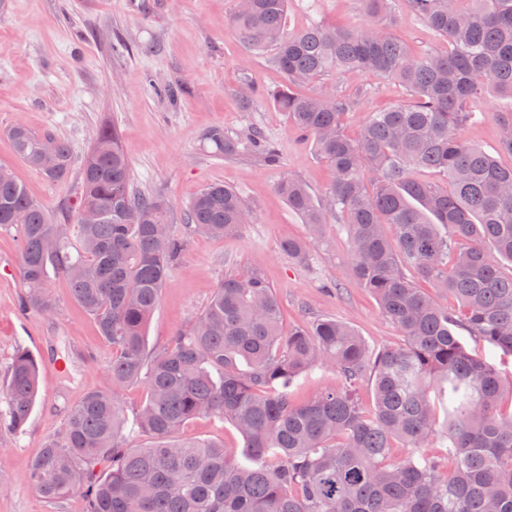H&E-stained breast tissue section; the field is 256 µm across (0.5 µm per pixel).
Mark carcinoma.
<instances>
[{"instance_id": "1", "label": "carcinoma", "mask_w": 512, "mask_h": 512, "mask_svg": "<svg viewBox=\"0 0 512 512\" xmlns=\"http://www.w3.org/2000/svg\"><path fill=\"white\" fill-rule=\"evenodd\" d=\"M364 2L369 21L351 29L290 32L288 0H237L231 21L250 50L272 52L287 84L270 100L333 170L321 200L287 175L278 193L310 228H347L352 274L403 343L374 351L332 318L284 336L280 301L251 270L224 276L206 308L150 355L146 325L187 239L164 199L134 193L117 130H99L83 158L74 224L54 223L0 165V228L19 233L24 307L53 313L48 282L62 276L112 349L111 385L71 406L62 431L30 462L28 482L43 499L79 494L86 512H512V411L500 408L512 382L460 339L465 332L512 357V271L502 268L512 264V167L465 136L481 122L474 103L489 90L512 97V0H472L466 10L457 0H407L448 41V53L423 56L385 32L388 0ZM341 72L393 79L410 98L370 113L352 139L342 119L356 99L294 90ZM500 124L498 151L512 155V113ZM8 135L16 156L50 182L69 175L67 142L21 122ZM206 140L219 156L254 153L283 167L257 130L242 140L217 127ZM367 169L376 176L370 188ZM421 170L446 183L416 178ZM250 219L239 192L222 184L188 207L190 226L216 237L238 234ZM280 248L305 263L312 242L289 238ZM419 280L456 298L464 317ZM317 367L334 370L336 385L295 403L289 388ZM365 378L370 416L357 393ZM39 385L35 357L17 349L0 383V436L22 433ZM130 385L145 393L131 424L119 395ZM200 415L239 431L243 460L220 442L180 437ZM128 428L147 442L129 444ZM436 435L449 476L423 452ZM396 440L408 448L401 459L392 456Z\"/></svg>"}]
</instances>
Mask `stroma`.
<instances>
[{
  "label": "stroma",
  "mask_w": 512,
  "mask_h": 512,
  "mask_svg": "<svg viewBox=\"0 0 512 512\" xmlns=\"http://www.w3.org/2000/svg\"><path fill=\"white\" fill-rule=\"evenodd\" d=\"M234 0H8L0 10V164L10 166L29 194L58 223H68L67 207L81 192L79 168L59 184L49 183L22 163L6 135L16 122L69 143L82 160L96 133L115 127L131 162L135 190L165 198L173 225L184 231V213L207 186L236 189L253 221L231 240L193 234L147 329L149 350L169 345L175 332L208 304L225 274L260 270L279 297L283 328L332 317L351 325L371 349L400 343L397 328L380 312L374 297L351 274L349 241L341 225H326L312 258L299 264L281 251L287 238H304L307 225L293 214L275 184L281 173L323 195L332 170L312 144L302 142L287 114L269 99L286 78L269 54L249 52L230 23ZM368 19L362 0H290L288 28L312 23L354 27ZM388 31L417 55L447 53L439 38L404 0H392ZM178 89L175 98L157 94L152 82ZM320 86L360 101L344 119L358 137L369 113L407 99L395 81L357 73H331ZM256 95L239 98L242 86ZM483 121L468 129L469 141L512 166L498 152L499 117L512 111V97L488 93L479 104ZM216 127L230 136L261 129L278 147L284 165L274 169L252 154L215 156L206 133ZM20 242L16 229L0 228V377L18 348L40 363L41 387L22 434L0 444V512H84L80 496L47 503L27 480L31 458L45 439L59 432L63 410L89 389L107 387L110 352L90 316L72 299L67 282L52 278L56 314L21 309ZM78 355L63 373L50 358ZM182 437L224 443L243 453L245 443L230 423L211 416L190 421Z\"/></svg>",
  "instance_id": "1"
}]
</instances>
